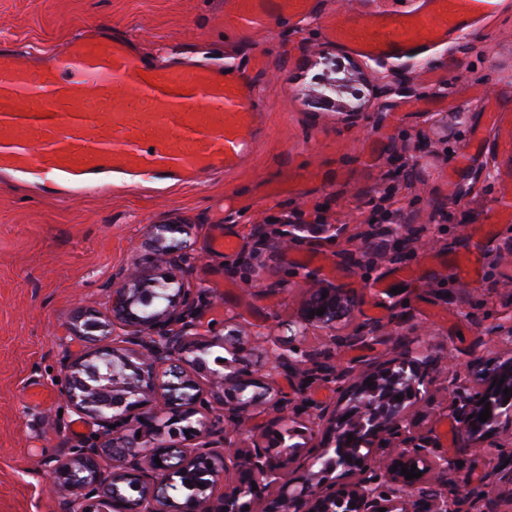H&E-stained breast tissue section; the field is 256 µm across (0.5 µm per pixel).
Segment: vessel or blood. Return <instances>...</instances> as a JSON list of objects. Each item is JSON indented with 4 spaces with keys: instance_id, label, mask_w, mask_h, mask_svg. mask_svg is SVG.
<instances>
[{
    "instance_id": "vessel-or-blood-1",
    "label": "vessel or blood",
    "mask_w": 512,
    "mask_h": 512,
    "mask_svg": "<svg viewBox=\"0 0 512 512\" xmlns=\"http://www.w3.org/2000/svg\"><path fill=\"white\" fill-rule=\"evenodd\" d=\"M316 0H234L233 21L249 29L283 17L302 21ZM498 0H426L338 20L328 36L351 53L391 64L423 60L436 39L457 38L494 15ZM135 89L131 111L114 85ZM259 114L249 84L223 65L165 67L125 33L68 40L45 60L28 51L0 57V172L60 196L88 194L124 175L147 183L197 185L240 167Z\"/></svg>"
}]
</instances>
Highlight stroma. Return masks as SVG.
Instances as JSON below:
<instances>
[{
	"label": "stroma",
	"instance_id": "obj_1",
	"mask_svg": "<svg viewBox=\"0 0 512 512\" xmlns=\"http://www.w3.org/2000/svg\"><path fill=\"white\" fill-rule=\"evenodd\" d=\"M404 2L319 0L304 22L273 21L256 32L233 25L228 0H0V43L48 55L70 36L112 28L164 62L191 55L229 65L254 87L263 114L243 164L202 187H116L56 200L0 177V512H59L70 497L50 487L55 458L95 434L58 384L66 365L95 346L74 330L71 315L80 308L111 322L112 276L149 252L157 224L184 225L192 255L184 277L201 289V331L239 335L253 374L269 365L254 337L292 327L302 347L330 351L341 363L384 367L404 352L441 364L452 354L484 361L503 354L489 332L512 321V292L502 287L512 280V223L496 215L501 186L512 182V149L489 127L485 152L456 179L448 170L483 122L474 89L512 109V4L429 52L426 62L443 72V84L421 80L414 62L398 74L415 97L453 96L459 112L406 113L404 95H391L362 130L313 105L327 75L322 51L342 67L351 58L326 39V23ZM218 223L237 240L234 253L210 250ZM284 224L336 231L302 232L279 250L262 249L260 234ZM363 238L366 253L351 260ZM418 239L425 248H414ZM452 264L477 274L449 277ZM310 271L316 280H306ZM329 284L356 300L331 332L303 322L307 303ZM374 310L384 313L385 340L333 344Z\"/></svg>",
	"mask_w": 512,
	"mask_h": 512
}]
</instances>
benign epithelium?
<instances>
[{
	"label": "benign epithelium",
	"instance_id": "benign-epithelium-1",
	"mask_svg": "<svg viewBox=\"0 0 512 512\" xmlns=\"http://www.w3.org/2000/svg\"><path fill=\"white\" fill-rule=\"evenodd\" d=\"M368 72L369 67L353 62L336 70L314 104L331 106L357 124L379 97L406 90ZM354 75L372 77L369 97L360 102L338 99ZM305 228L290 224L266 244L279 249ZM182 232L180 224L154 226L156 248L135 269L118 273V286L109 296L112 344L89 350L66 367L61 393L77 415L97 426L99 440L69 448L57 460L53 485L77 491L64 512H254L252 501L244 497L259 483L268 490L260 512H502L500 499L490 490L505 479L512 483V462L492 458L496 444H487L489 451L474 459V465L489 467L482 476L488 490L476 492L456 458L414 431L410 412L419 404L428 415L448 417L474 445L480 440L474 428L492 424L502 410H508L512 424V398L504 394V389L512 390V348L491 365L469 362L470 376L440 368L426 357H403L414 372L405 388L386 391L382 387L391 370L332 365L325 354L279 336L260 338L274 362L264 376L244 378L242 347L234 344L227 348L231 358L224 359L226 372L210 370L206 357L224 339L201 334L192 317L193 289L181 278L190 256L172 245L174 234ZM351 304L343 289L329 285L308 303L304 320L331 328ZM319 308L324 314L311 315ZM72 322L87 331L100 327L83 310L74 312ZM282 370L301 371L333 385L349 406L332 409L310 402L304 383L294 396L285 395L276 382ZM436 380L448 389V401L433 398ZM486 407L490 418L482 423L479 415ZM252 409L283 417L306 415L307 420L295 422L293 434L302 436L324 425L327 447L307 456L300 446L286 445L280 433L242 447L245 414ZM104 448L114 449L109 468L98 460ZM318 463L321 467L313 470ZM396 463L414 467L422 476L408 480L393 470ZM293 464L304 469L294 485L285 479ZM338 468L342 482L331 479ZM121 484L138 496L120 494Z\"/></svg>",
	"mask_w": 512,
	"mask_h": 512
}]
</instances>
